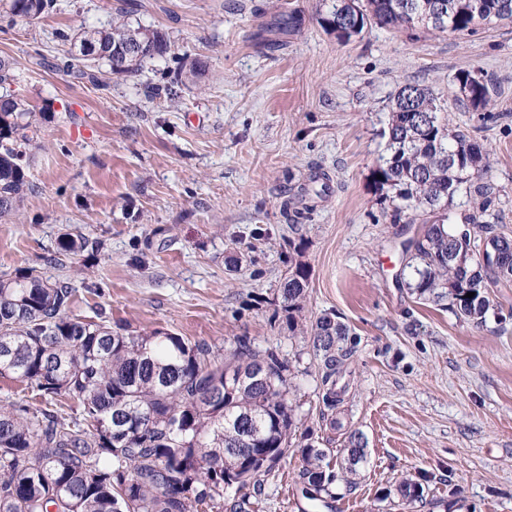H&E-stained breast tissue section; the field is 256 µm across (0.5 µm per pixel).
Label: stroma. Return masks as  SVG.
<instances>
[{"label":"stroma","instance_id":"obj_1","mask_svg":"<svg viewBox=\"0 0 512 512\" xmlns=\"http://www.w3.org/2000/svg\"><path fill=\"white\" fill-rule=\"evenodd\" d=\"M322 0H58L35 25L0 23L13 90L45 114L30 148L32 188L0 218V275L68 283L70 316L124 334L171 331L216 357L238 338L295 367L291 397L324 447L363 433L369 462L315 512H402L401 479L423 484L411 512H512V281L491 288L503 322L477 326L399 282L404 240L438 214L393 222L372 171L388 103L428 87L441 117L489 153L492 204L479 214L512 237V23L473 35L378 27L342 42ZM166 34L171 54L204 69L177 105L144 94L168 57L98 87L56 69L57 34L121 11ZM295 14L300 24L288 29ZM494 79L486 108H462L460 71ZM97 251L58 253L64 235ZM309 271L292 330L279 305L296 243ZM351 329V386L331 429L318 395L311 322ZM298 448L285 451L246 512H304Z\"/></svg>","mask_w":512,"mask_h":512}]
</instances>
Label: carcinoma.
<instances>
[{"instance_id":"obj_1","label":"carcinoma","mask_w":512,"mask_h":512,"mask_svg":"<svg viewBox=\"0 0 512 512\" xmlns=\"http://www.w3.org/2000/svg\"><path fill=\"white\" fill-rule=\"evenodd\" d=\"M477 21L474 0H332L320 24L340 41L375 24L406 31L460 35L498 21H512V0H482ZM445 5L441 21L431 19ZM56 0H0V20L14 25L39 20ZM66 47L62 68L105 86L106 75L140 72L143 64L168 53L157 29L120 14L106 25L59 32ZM134 42L148 45L140 56H125ZM177 75H199L200 62L172 56ZM14 63L0 58V215L10 212L31 188L27 150L39 137L43 112L8 87ZM456 80L472 109L485 108L494 87L469 71ZM151 96L178 98L174 81L147 86ZM432 93L407 84L388 105L384 153L373 170L375 186L394 201V219L419 209L442 213L403 243L416 265L405 282L419 301L447 307L476 325L495 313L489 288L512 279V238L491 224L448 223V210L461 190L487 206L492 187L480 182L486 151L439 118ZM382 179H377V176ZM99 245L66 235L58 251L77 254ZM496 255L482 261L481 249ZM307 265L296 262L281 288L288 327L302 320L309 286ZM474 296L467 297L468 293ZM73 288L31 271L0 276V376L27 383L44 406L32 410L0 406V512H224V494L252 486L280 465L284 448L300 437L299 479L311 501L334 498L337 479L355 483L368 462L362 433L348 432L342 452L331 457L313 433L298 432L288 399L291 365L276 351L241 339L217 359L205 344L175 333L123 334L104 322H83L68 314ZM313 348L323 362L322 402L336 408L348 383H340L352 356L349 327L329 315L311 325ZM81 407L67 418L57 398ZM402 503L425 498L421 483L397 486Z\"/></svg>"}]
</instances>
